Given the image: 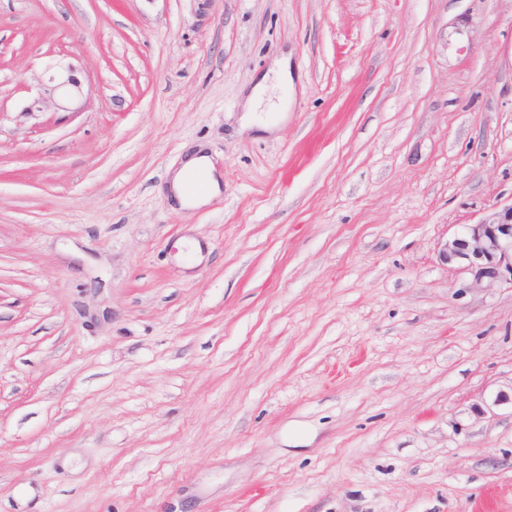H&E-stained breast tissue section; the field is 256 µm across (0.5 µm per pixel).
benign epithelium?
I'll use <instances>...</instances> for the list:
<instances>
[{"label":"benign epithelium","mask_w":512,"mask_h":512,"mask_svg":"<svg viewBox=\"0 0 512 512\" xmlns=\"http://www.w3.org/2000/svg\"><path fill=\"white\" fill-rule=\"evenodd\" d=\"M39 81V93L23 108L26 113L42 112L82 96L81 81L72 68H47ZM439 262L457 273L456 293L464 295L477 288H512V203L495 204L474 224H465L441 241Z\"/></svg>","instance_id":"1"}]
</instances>
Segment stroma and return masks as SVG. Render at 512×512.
Returning a JSON list of instances; mask_svg holds the SVG:
<instances>
[{
	"label": "stroma",
	"mask_w": 512,
	"mask_h": 512,
	"mask_svg": "<svg viewBox=\"0 0 512 512\" xmlns=\"http://www.w3.org/2000/svg\"><path fill=\"white\" fill-rule=\"evenodd\" d=\"M510 201L512 0H0V512H512ZM46 80L39 81V93L30 103L24 107L23 112H43L49 105L57 110H67L65 102L82 97L83 88L81 81L73 74L72 68L65 70H52L48 67L45 71ZM199 172L205 176V189L190 197L186 193L185 184ZM169 188L180 208L193 209L219 194V178L207 156L192 155L181 168L171 175ZM437 258L457 273V295L477 288H512V201L495 204L474 224L441 241Z\"/></svg>",
	"instance_id": "35a3bbf8"
}]
</instances>
